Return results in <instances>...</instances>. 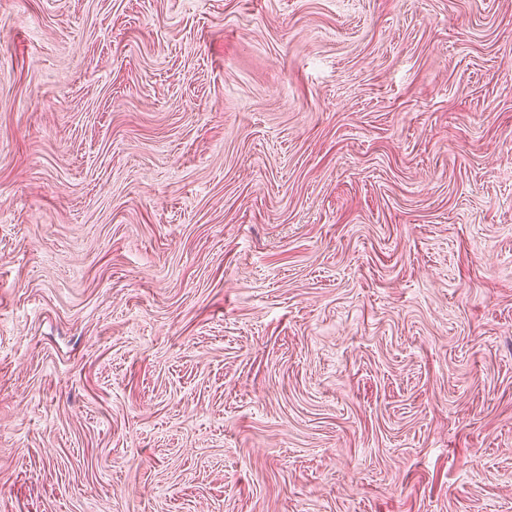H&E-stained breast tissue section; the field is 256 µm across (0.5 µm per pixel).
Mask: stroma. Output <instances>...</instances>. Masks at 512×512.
I'll return each instance as SVG.
<instances>
[{"label":"stroma","mask_w":512,"mask_h":512,"mask_svg":"<svg viewBox=\"0 0 512 512\" xmlns=\"http://www.w3.org/2000/svg\"><path fill=\"white\" fill-rule=\"evenodd\" d=\"M0 512H512V0H0Z\"/></svg>","instance_id":"35a3bbf8"}]
</instances>
